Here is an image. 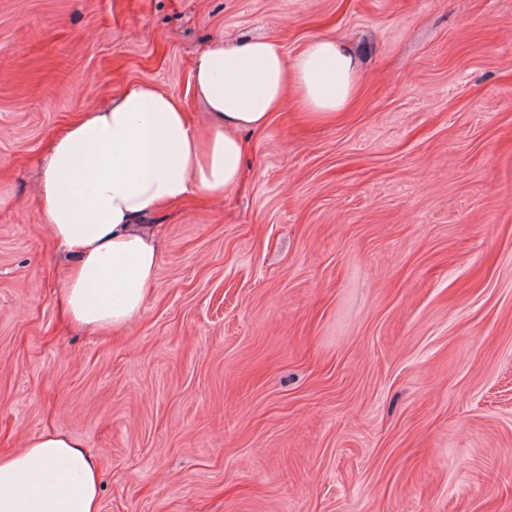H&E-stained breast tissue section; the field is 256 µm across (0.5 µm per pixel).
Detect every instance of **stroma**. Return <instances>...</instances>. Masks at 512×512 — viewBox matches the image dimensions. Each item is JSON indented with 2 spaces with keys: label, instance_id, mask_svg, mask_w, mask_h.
I'll return each mask as SVG.
<instances>
[{
  "label": "stroma",
  "instance_id": "stroma-1",
  "mask_svg": "<svg viewBox=\"0 0 512 512\" xmlns=\"http://www.w3.org/2000/svg\"><path fill=\"white\" fill-rule=\"evenodd\" d=\"M260 36L350 47L355 104L250 136L150 216L139 318L73 327L48 140L137 82L205 128L195 55ZM48 432L100 512H512V0H0V450Z\"/></svg>",
  "mask_w": 512,
  "mask_h": 512
}]
</instances>
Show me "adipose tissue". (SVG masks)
Listing matches in <instances>:
<instances>
[{
    "label": "adipose tissue",
    "instance_id": "obj_1",
    "mask_svg": "<svg viewBox=\"0 0 512 512\" xmlns=\"http://www.w3.org/2000/svg\"><path fill=\"white\" fill-rule=\"evenodd\" d=\"M359 62L317 38L287 58L278 38L216 41L194 59L191 85L211 116L199 133L184 102L147 83L126 86L56 135L38 193L69 265L57 301L77 326H130L155 281L159 237L146 218L191 196L213 200L244 175L242 134L264 130L288 102L315 119L350 105ZM100 475L79 441L58 433L0 453V512H99Z\"/></svg>",
    "mask_w": 512,
    "mask_h": 512
}]
</instances>
